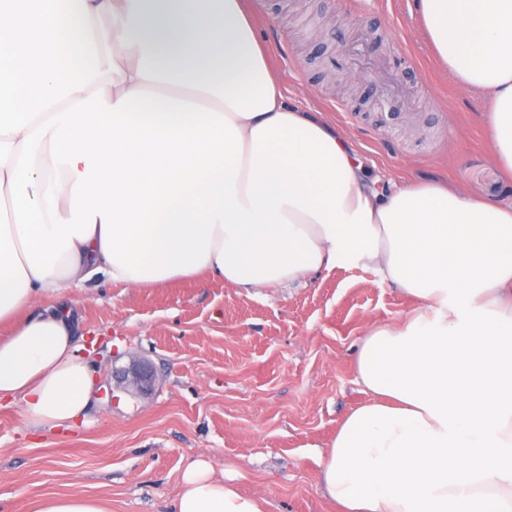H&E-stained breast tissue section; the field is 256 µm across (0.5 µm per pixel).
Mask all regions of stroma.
Listing matches in <instances>:
<instances>
[{
  "label": "stroma",
  "mask_w": 512,
  "mask_h": 512,
  "mask_svg": "<svg viewBox=\"0 0 512 512\" xmlns=\"http://www.w3.org/2000/svg\"><path fill=\"white\" fill-rule=\"evenodd\" d=\"M252 6L286 102L327 113L370 186L436 180L512 206L483 104L439 66L417 0ZM70 297L82 334L98 340L87 357L96 398L68 429L32 431L20 405L0 407V512H31L47 494L171 512L198 458L267 512H333L320 457L365 399L360 343L417 306L362 269L256 292L202 276L145 288L101 277ZM134 359L155 374L147 392L124 383Z\"/></svg>",
  "instance_id": "stroma-1"
}]
</instances>
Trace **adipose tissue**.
<instances>
[{"label":"adipose tissue","instance_id":"ef3b65f1","mask_svg":"<svg viewBox=\"0 0 512 512\" xmlns=\"http://www.w3.org/2000/svg\"><path fill=\"white\" fill-rule=\"evenodd\" d=\"M245 4L193 0L186 30L181 0H0V401L33 429L84 416L80 326L42 302L98 275L250 291L367 269L419 307L361 341L368 399L322 458L328 498L339 512H512V209L438 182L368 188L350 138L286 104ZM419 6L512 173V0ZM173 512L264 502L197 459Z\"/></svg>","mask_w":512,"mask_h":512}]
</instances>
